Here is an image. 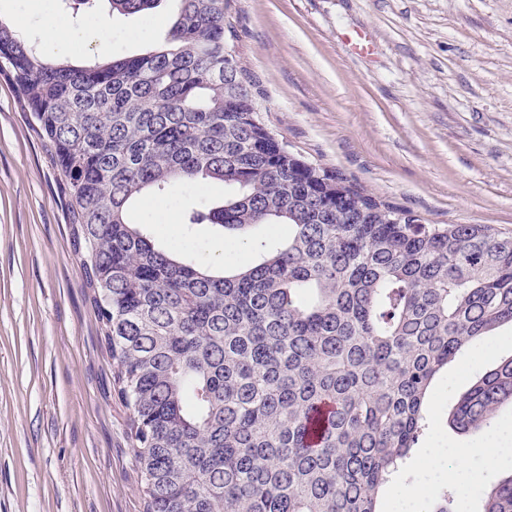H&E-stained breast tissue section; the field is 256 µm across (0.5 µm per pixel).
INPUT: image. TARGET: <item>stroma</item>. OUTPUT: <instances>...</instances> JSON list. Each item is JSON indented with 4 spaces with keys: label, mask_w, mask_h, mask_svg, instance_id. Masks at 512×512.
<instances>
[{
    "label": "stroma",
    "mask_w": 512,
    "mask_h": 512,
    "mask_svg": "<svg viewBox=\"0 0 512 512\" xmlns=\"http://www.w3.org/2000/svg\"><path fill=\"white\" fill-rule=\"evenodd\" d=\"M0 16L37 44L57 18L54 58L82 65L159 45L175 4L142 19L99 0L71 18L56 0H0ZM104 16L103 52L87 34ZM230 19L259 119L290 151L423 223L512 233V0H232ZM359 29L373 38L362 56L342 41ZM64 186L0 78V512H146ZM204 196L148 195L139 217L171 240L195 235L218 265L222 231L180 222Z\"/></svg>",
    "instance_id": "1"
}]
</instances>
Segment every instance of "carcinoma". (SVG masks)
Here are the masks:
<instances>
[{
  "label": "carcinoma",
  "instance_id": "obj_1",
  "mask_svg": "<svg viewBox=\"0 0 512 512\" xmlns=\"http://www.w3.org/2000/svg\"><path fill=\"white\" fill-rule=\"evenodd\" d=\"M144 16L160 0H108ZM160 48L77 67L0 20L15 86L67 180L74 244L130 411L146 512H381L428 431L438 374L512 326V234L423 224L259 121L225 58L230 0H176ZM224 189L191 211L257 262L220 271L156 242L135 213L187 183ZM288 225L281 243L255 227ZM512 404V358L479 375L449 425ZM479 512H512V474Z\"/></svg>",
  "mask_w": 512,
  "mask_h": 512
}]
</instances>
